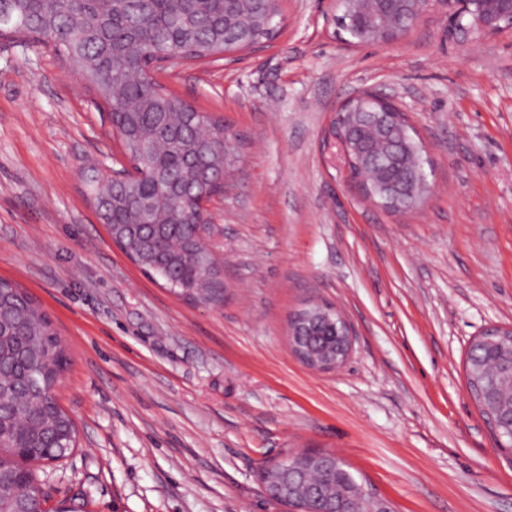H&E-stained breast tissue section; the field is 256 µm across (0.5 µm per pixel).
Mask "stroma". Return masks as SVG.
Segmentation results:
<instances>
[{"instance_id": "obj_1", "label": "stroma", "mask_w": 512, "mask_h": 512, "mask_svg": "<svg viewBox=\"0 0 512 512\" xmlns=\"http://www.w3.org/2000/svg\"><path fill=\"white\" fill-rule=\"evenodd\" d=\"M275 37L154 69L234 138L206 205L224 301L190 302L115 246L84 195L120 167L107 108L46 46L0 39V279L53 322L54 391L77 446L35 465L48 512H287L267 467L344 460L395 512H512V454L467 385L472 340L512 326V30L465 41L433 15L354 45L336 0H280ZM394 93L428 148L415 213L356 194L337 101ZM353 323L338 369L305 366L289 317L308 300Z\"/></svg>"}]
</instances>
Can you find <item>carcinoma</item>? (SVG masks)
Listing matches in <instances>:
<instances>
[{
	"label": "carcinoma",
	"instance_id": "carcinoma-1",
	"mask_svg": "<svg viewBox=\"0 0 512 512\" xmlns=\"http://www.w3.org/2000/svg\"><path fill=\"white\" fill-rule=\"evenodd\" d=\"M227 13L239 16L242 25L224 26ZM279 15L277 0H0V36L53 47L78 65L84 84L109 107L112 127L140 173L114 187L94 171L85 179L86 196L107 230L114 224L135 226L131 237L120 238L126 251L188 299L219 304L224 282L214 272L212 251L197 237L199 211L172 196L169 183L191 182L206 165L209 175L223 174L230 146L224 119L166 91L144 70L159 51L191 60L246 48L272 36ZM374 24L400 36L411 30V22L381 3L376 15L364 18V27ZM403 132L397 123L383 135L367 121L340 130L351 148L384 158L382 165L353 177L407 187L405 212L426 194L419 192L423 153L394 147ZM143 199L153 202L147 214ZM0 306L6 314L0 333V464L20 476L0 486V507L7 508L22 490L36 512L41 490L30 464L47 457L60 461L77 444L73 420L47 389L67 357L51 321L27 294L1 281ZM466 374L492 431L509 444L512 421L496 415L485 387L491 383L496 395H512V335L485 336L472 344ZM336 480L350 503L360 482L342 461Z\"/></svg>",
	"mask_w": 512,
	"mask_h": 512
}]
</instances>
